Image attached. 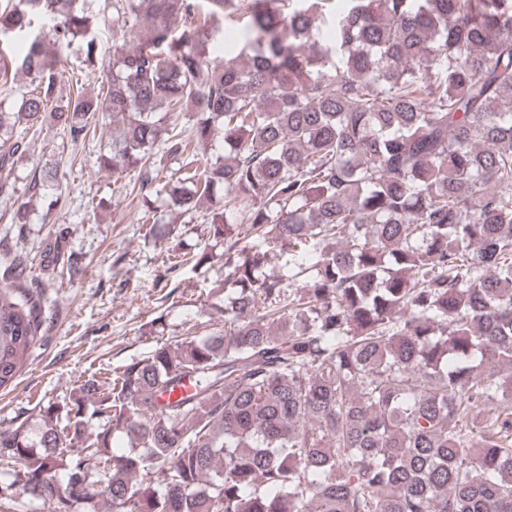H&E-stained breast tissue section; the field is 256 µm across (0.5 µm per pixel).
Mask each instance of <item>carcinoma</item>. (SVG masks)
<instances>
[{"mask_svg":"<svg viewBox=\"0 0 512 512\" xmlns=\"http://www.w3.org/2000/svg\"><path fill=\"white\" fill-rule=\"evenodd\" d=\"M0 0V197L28 132L71 144L112 122L107 175L193 216L194 266L224 256V327L91 374L47 402L0 490L49 512H512V0ZM238 52L213 56L224 21ZM106 92L57 91L63 60L99 62ZM191 110L192 133L170 112ZM224 155L197 165L217 141ZM57 166L25 194L45 214ZM31 208L10 223L22 235ZM287 270L270 273L277 247ZM0 263V389L41 325ZM190 381L176 401L159 398ZM100 421L93 428L85 411ZM116 436L130 450L113 451Z\"/></svg>","mask_w":512,"mask_h":512,"instance_id":"cac0c4a2","label":"carcinoma"}]
</instances>
